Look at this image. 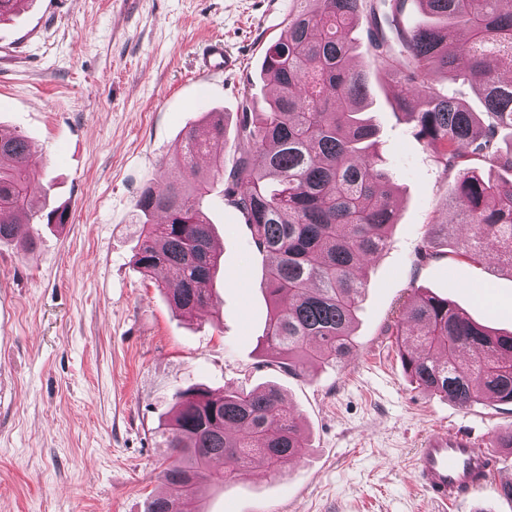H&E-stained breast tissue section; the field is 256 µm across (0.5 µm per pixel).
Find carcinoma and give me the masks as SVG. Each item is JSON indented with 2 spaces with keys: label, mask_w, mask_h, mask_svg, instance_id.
Returning a JSON list of instances; mask_svg holds the SVG:
<instances>
[{
  "label": "carcinoma",
  "mask_w": 512,
  "mask_h": 512,
  "mask_svg": "<svg viewBox=\"0 0 512 512\" xmlns=\"http://www.w3.org/2000/svg\"><path fill=\"white\" fill-rule=\"evenodd\" d=\"M445 24L405 23L408 0H293L284 37L265 51L261 75L274 97L241 102L236 138L247 144L224 162V113L209 112L206 131L188 129L165 180L135 200L141 224L134 264L163 274L161 287L185 317L212 303L218 253L203 200L220 182L224 204L269 256L264 287L271 301L264 346L281 367L342 364L353 354V325L366 283L364 261L381 253L397 219V201L378 169L376 130L359 114L368 77L353 65L355 22L367 31L374 70L394 87L392 106L408 115L416 137L445 173L452 201L472 228L460 256L488 251L512 266V182H492L470 166L478 156L512 170V150L498 145L512 129V0H420ZM470 85L487 116L459 102L450 85ZM211 159L208 172L197 167ZM64 208L37 207L33 150L21 133L0 130V241L30 224H65ZM391 335L411 382L467 408L480 398L512 403V334L471 320L449 299L423 293ZM169 462L161 472L174 494L146 512H201L202 491L252 464L273 472L303 458L309 441L274 385L216 393L193 387L175 395L163 431Z\"/></svg>",
  "instance_id": "cac0c4a2"
}]
</instances>
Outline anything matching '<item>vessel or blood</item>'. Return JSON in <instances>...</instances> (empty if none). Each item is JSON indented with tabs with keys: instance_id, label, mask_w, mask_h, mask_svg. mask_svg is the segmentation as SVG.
Masks as SVG:
<instances>
[{
	"instance_id": "b4317fda",
	"label": "vessel or blood",
	"mask_w": 512,
	"mask_h": 512,
	"mask_svg": "<svg viewBox=\"0 0 512 512\" xmlns=\"http://www.w3.org/2000/svg\"><path fill=\"white\" fill-rule=\"evenodd\" d=\"M202 72L231 69L232 60L221 42L208 44L198 57ZM496 462L471 438L454 432L427 435L411 465L418 485L430 493L436 512H447L466 494L479 489L492 474Z\"/></svg>"
}]
</instances>
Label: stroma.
I'll use <instances>...</instances> for the list:
<instances>
[{"label":"stroma","instance_id":"1","mask_svg":"<svg viewBox=\"0 0 512 512\" xmlns=\"http://www.w3.org/2000/svg\"><path fill=\"white\" fill-rule=\"evenodd\" d=\"M292 0H23L0 23V128L34 144L38 198L67 224L34 225L32 250L0 241V512H146L167 493L160 428L177 391L285 394L310 448L279 474L253 465L209 487L202 512H434L411 477L422 435L512 431V404L463 409L412 384L388 326L418 292L450 298L476 322L512 332V270L459 256L462 225L444 174L393 90L368 71L378 150L399 204L387 248L361 275L354 355L291 374L263 349L267 259L240 215L212 198L221 253L215 306L189 320L160 276L133 262L140 188L180 151L182 132L220 111L225 156L238 149L244 94L270 97L260 67L284 36ZM220 40L232 70L202 76L196 54ZM436 246L419 257L427 237Z\"/></svg>","mask_w":512,"mask_h":512}]
</instances>
